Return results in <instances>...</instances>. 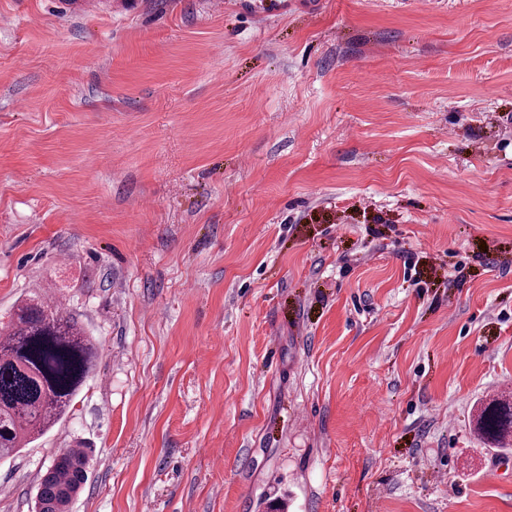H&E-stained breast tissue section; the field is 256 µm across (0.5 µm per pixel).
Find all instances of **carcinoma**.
Masks as SVG:
<instances>
[{"label":"carcinoma","instance_id":"1","mask_svg":"<svg viewBox=\"0 0 512 512\" xmlns=\"http://www.w3.org/2000/svg\"><path fill=\"white\" fill-rule=\"evenodd\" d=\"M97 349L79 323L58 304L39 295L14 310L0 331V460L52 428L93 371ZM474 431L495 448L512 444V400L483 403ZM88 455L67 448L42 479L35 512H69L87 479Z\"/></svg>","mask_w":512,"mask_h":512}]
</instances>
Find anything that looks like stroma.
I'll return each mask as SVG.
<instances>
[{
	"label": "stroma",
	"mask_w": 512,
	"mask_h": 512,
	"mask_svg": "<svg viewBox=\"0 0 512 512\" xmlns=\"http://www.w3.org/2000/svg\"><path fill=\"white\" fill-rule=\"evenodd\" d=\"M100 354L31 512H512V0H0V326ZM474 431L490 447L506 448L512 444V400H486L476 418ZM492 445V446H491ZM88 455L84 448H67L53 461L42 479L35 512H69V506L87 479Z\"/></svg>",
	"instance_id": "35a3bbf8"
}]
</instances>
